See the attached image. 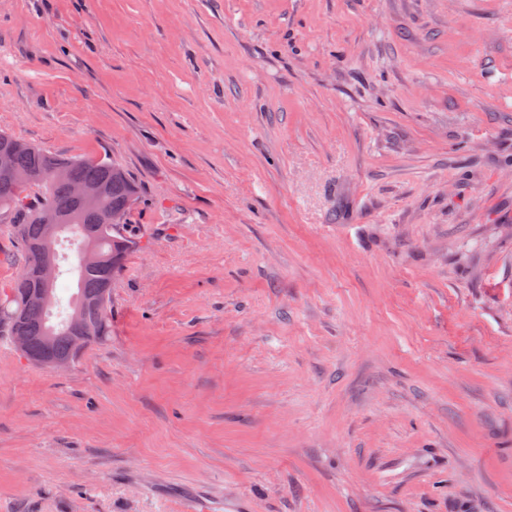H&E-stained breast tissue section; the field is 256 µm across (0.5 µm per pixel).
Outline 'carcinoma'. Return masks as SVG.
<instances>
[{
	"instance_id": "1",
	"label": "carcinoma",
	"mask_w": 512,
	"mask_h": 512,
	"mask_svg": "<svg viewBox=\"0 0 512 512\" xmlns=\"http://www.w3.org/2000/svg\"><path fill=\"white\" fill-rule=\"evenodd\" d=\"M13 154V168L0 169V215L10 216L9 231L17 240L22 255L21 272L0 289V336H26L27 351L23 354L32 362L45 357L73 356L70 335L61 332L52 343L44 342L45 328L53 321L68 319L62 311H53L35 293L40 288V260L53 255L62 260L57 240H47V228L42 214L56 211L66 228L63 237L77 242V292L75 299L90 303L82 313L90 329L88 345L99 344L111 335L109 317L112 281L123 267L127 255L139 246L129 224L112 223V214L131 216L141 189L128 172H119V164L106 158H63L31 145H17L12 136L0 133V152ZM63 176H55L56 170ZM26 176L30 186L20 187L19 176ZM83 185L94 191V197L84 200L72 191ZM92 243L99 253L97 263H83V250Z\"/></svg>"
}]
</instances>
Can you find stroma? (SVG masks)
<instances>
[{"label":"stroma","mask_w":512,"mask_h":512,"mask_svg":"<svg viewBox=\"0 0 512 512\" xmlns=\"http://www.w3.org/2000/svg\"><path fill=\"white\" fill-rule=\"evenodd\" d=\"M1 131L142 198L0 512H512V0H0Z\"/></svg>","instance_id":"obj_1"}]
</instances>
